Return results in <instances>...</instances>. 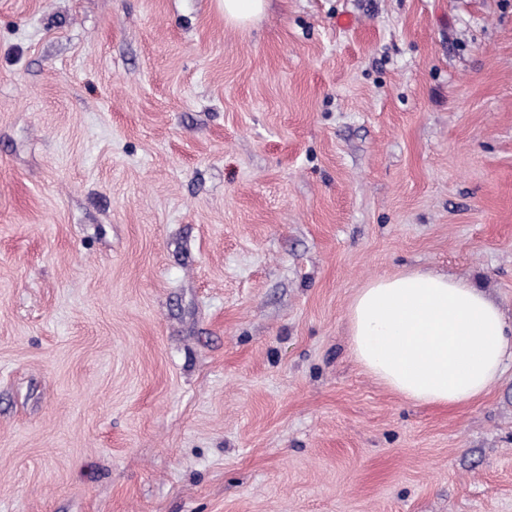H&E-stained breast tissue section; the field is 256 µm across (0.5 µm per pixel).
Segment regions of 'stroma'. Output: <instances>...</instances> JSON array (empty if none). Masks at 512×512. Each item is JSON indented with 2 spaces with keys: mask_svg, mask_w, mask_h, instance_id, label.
<instances>
[{
  "mask_svg": "<svg viewBox=\"0 0 512 512\" xmlns=\"http://www.w3.org/2000/svg\"><path fill=\"white\" fill-rule=\"evenodd\" d=\"M405 270L512 317V0H0V512H512V366L353 355ZM224 3V21L235 26H244L263 13L265 0H221Z\"/></svg>",
  "mask_w": 512,
  "mask_h": 512,
  "instance_id": "stroma-1",
  "label": "stroma"
}]
</instances>
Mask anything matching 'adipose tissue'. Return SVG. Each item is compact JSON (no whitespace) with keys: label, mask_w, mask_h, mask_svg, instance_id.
Segmentation results:
<instances>
[{"label":"adipose tissue","mask_w":512,"mask_h":512,"mask_svg":"<svg viewBox=\"0 0 512 512\" xmlns=\"http://www.w3.org/2000/svg\"><path fill=\"white\" fill-rule=\"evenodd\" d=\"M347 318L358 363L419 404L476 399L512 363V318L480 288L445 273L374 278L357 292Z\"/></svg>","instance_id":"ef3b65f1"}]
</instances>
